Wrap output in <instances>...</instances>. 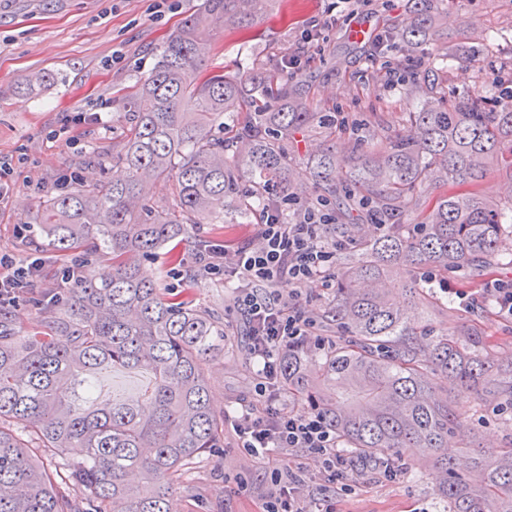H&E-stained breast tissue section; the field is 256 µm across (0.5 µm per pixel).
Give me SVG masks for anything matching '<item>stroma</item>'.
Instances as JSON below:
<instances>
[{"label": "stroma", "instance_id": "stroma-1", "mask_svg": "<svg viewBox=\"0 0 512 512\" xmlns=\"http://www.w3.org/2000/svg\"><path fill=\"white\" fill-rule=\"evenodd\" d=\"M202 0H166L155 14L154 0H0V162L11 163V196L0 208V256L15 261L39 255L45 261L35 288L20 295L10 310L24 332L39 329L37 307L48 290L65 291V274L73 266L89 279L110 269L106 257H85L83 250L52 252L40 228L20 233L47 190L60 177L73 183L102 185L121 177L112 165V135L124 120L114 101L136 86L156 64L168 36ZM407 0H277L247 32L226 30L212 42V67L229 72L264 67L298 58L297 75L311 85L315 111L336 129L344 152L369 149L385 136L401 132L405 114L416 103L402 88L383 78L385 68H403L411 47L396 42L370 56L363 41L349 33L352 23L374 26L396 23ZM487 46L485 56L467 71L451 67L458 44ZM443 72L441 92L454 98L471 90L501 100L493 72L512 69V0H450L435 40L421 46ZM54 74L51 86L33 94L14 87L33 71ZM84 121H76L77 113ZM73 119L74 144L52 139L50 132ZM221 224H196L177 246L153 254L148 267L160 287L182 288L195 306L221 321V352L208 356L205 375L216 412L236 414L239 399L251 394L253 365L246 354V327L230 311L232 291L223 278L205 274L195 257L200 242L224 241ZM303 303L330 346L343 336L331 319L334 284L310 283ZM419 322L436 334L460 336L475 329L490 351L512 353V322L501 320L485 303L468 309L437 288L418 297ZM460 413L474 428L482 447L495 448L512 439V420L463 398ZM287 454L250 457L236 446L232 429L224 431L220 455L210 457L182 476L173 496L176 512H260L271 489L273 468L287 466ZM400 474L383 480L372 463L356 459L358 484L353 494L338 498V512H446L435 490L428 459L405 451L394 461ZM245 489H238V481Z\"/></svg>", "mask_w": 512, "mask_h": 512}]
</instances>
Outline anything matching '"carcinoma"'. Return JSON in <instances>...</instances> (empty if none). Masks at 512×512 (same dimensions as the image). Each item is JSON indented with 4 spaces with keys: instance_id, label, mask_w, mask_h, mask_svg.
<instances>
[{
    "instance_id": "obj_1",
    "label": "carcinoma",
    "mask_w": 512,
    "mask_h": 512,
    "mask_svg": "<svg viewBox=\"0 0 512 512\" xmlns=\"http://www.w3.org/2000/svg\"><path fill=\"white\" fill-rule=\"evenodd\" d=\"M408 2L404 23L383 43L418 46L437 34L448 2ZM272 3L205 0L170 35L151 72L118 100L126 125L112 143V163L125 178L56 190L40 202L33 223L51 249L67 252L90 240L106 248L112 273L99 281L73 278L66 299L42 304L35 336L0 307V512H172L173 479L222 447L224 416L211 403L204 362L224 328L184 294L158 287L144 261L189 224L250 209L240 193L249 177L261 190L286 191L311 179L334 201L336 224L363 211L390 225L339 267L333 317L353 337L329 355L319 381L305 373V351L288 350V397L323 413L365 459L391 461L404 448L424 449L448 512H512V441L491 452L470 450L468 424L434 381L446 375L461 395L512 409V357L487 352L476 332L422 344L411 307L394 303L385 288L403 269L413 299L421 292L417 269L441 275L487 267L512 250V230L500 219L503 207L512 212V104L491 109L476 91L440 100L437 70L421 56L403 75L406 93L419 100L406 113V131L349 156L332 143L297 164L288 139L320 119L303 81L280 65L238 74L208 67L212 37L250 29ZM480 53L458 46V69ZM52 81L53 74L39 72L14 91L32 94ZM228 113L241 122L226 136L214 134ZM494 172L505 185L496 202L471 190ZM156 177L174 183V203L151 212L144 200ZM412 208L422 221L409 236L403 226ZM114 366L153 373L151 412L134 400L98 401L95 374ZM450 437L463 445L465 464L440 454ZM69 448L84 453L66 468L78 496L61 492L42 463ZM132 472L142 476L136 488L126 482Z\"/></svg>"
}]
</instances>
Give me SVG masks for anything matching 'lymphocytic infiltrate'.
<instances>
[{
  "mask_svg": "<svg viewBox=\"0 0 512 512\" xmlns=\"http://www.w3.org/2000/svg\"><path fill=\"white\" fill-rule=\"evenodd\" d=\"M292 194L270 195L250 234L235 247L211 245L199 255L204 270L223 276L234 285L233 303L247 327V353L256 371L251 404L231 420L242 453L259 456L271 448L304 452L321 466L325 482L318 489L321 512H336L337 497L354 492L357 478L335 431L316 411L288 408L282 387L281 357L288 348L307 345L324 348L327 340L305 311L302 292L336 266V255L355 241L354 234L330 237V214L317 205L298 213L295 223L283 221L284 207ZM43 262L28 257L17 263L0 257V301L15 300L38 279ZM289 293H282V285ZM274 491L263 512H309L300 496L304 485L302 464L271 472Z\"/></svg>",
  "mask_w": 512,
  "mask_h": 512,
  "instance_id": "lymphocytic-infiltrate-1",
  "label": "lymphocytic infiltrate"
}]
</instances>
